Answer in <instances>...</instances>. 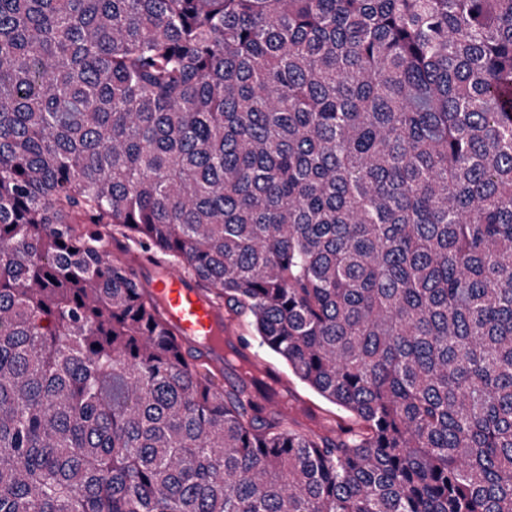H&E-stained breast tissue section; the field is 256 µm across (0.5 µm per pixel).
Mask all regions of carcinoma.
<instances>
[{"label": "carcinoma", "instance_id": "1", "mask_svg": "<svg viewBox=\"0 0 512 512\" xmlns=\"http://www.w3.org/2000/svg\"><path fill=\"white\" fill-rule=\"evenodd\" d=\"M508 89L512 0H0V512H512ZM146 270L155 271L156 275L148 283L142 280L159 301L167 327L180 342L192 340L210 366L222 369L225 342H237L238 329L248 350L263 361L258 360L256 368L266 379L278 386H284L283 376L287 379L291 395L290 408L294 409L289 410L292 417L315 430L318 429V420L325 415L349 422L346 410L328 402L299 382L279 359L261 347L251 328L236 326V329L233 323L225 321L224 308L203 295L193 282L173 269H159L152 262L144 264L143 271ZM308 412H313L316 420H310L306 416Z\"/></svg>", "mask_w": 512, "mask_h": 512}]
</instances>
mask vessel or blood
<instances>
[{
  "mask_svg": "<svg viewBox=\"0 0 512 512\" xmlns=\"http://www.w3.org/2000/svg\"><path fill=\"white\" fill-rule=\"evenodd\" d=\"M146 268L154 273L148 288L159 301L169 330L179 341L193 342L210 366L222 368L224 345L238 335L234 324L225 321L223 307L177 271L156 269L151 262Z\"/></svg>",
  "mask_w": 512,
  "mask_h": 512,
  "instance_id": "vessel-or-blood-1",
  "label": "vessel or blood"
}]
</instances>
